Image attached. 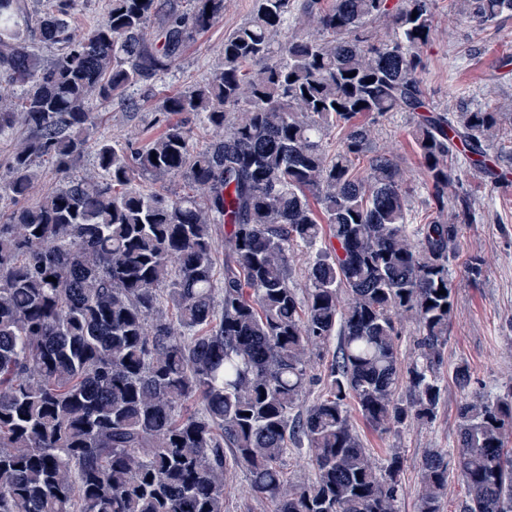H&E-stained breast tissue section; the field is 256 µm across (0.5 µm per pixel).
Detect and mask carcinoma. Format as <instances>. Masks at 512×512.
I'll return each instance as SVG.
<instances>
[{"mask_svg": "<svg viewBox=\"0 0 512 512\" xmlns=\"http://www.w3.org/2000/svg\"><path fill=\"white\" fill-rule=\"evenodd\" d=\"M454 3L478 27L512 16V0ZM77 6L0 0V138L28 130L0 171V512H225L240 468L275 512H398L402 457L371 460L347 400L380 431L436 417L450 264L477 220L459 166L494 186L512 172L497 108L426 107L431 0H255L220 67L163 96L165 129L143 139L99 135L101 109H139L229 0H109L88 30ZM393 112L425 113L419 224L398 161L370 152ZM44 163L61 183L32 203ZM167 177L180 189L151 187ZM401 316L418 327L408 363ZM335 334L330 389L305 406L312 350ZM457 436L459 512H512V395L465 394ZM290 441L306 484L286 480ZM447 490L448 453L430 450L417 512H442ZM285 472L288 483L292 484L307 483L314 478L315 470L306 449L300 452L292 451V454L288 456Z\"/></svg>", "mask_w": 512, "mask_h": 512, "instance_id": "carcinoma-1", "label": "carcinoma"}]
</instances>
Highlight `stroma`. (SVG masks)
<instances>
[{"mask_svg":"<svg viewBox=\"0 0 512 512\" xmlns=\"http://www.w3.org/2000/svg\"><path fill=\"white\" fill-rule=\"evenodd\" d=\"M253 7L254 0H232L223 20L187 46L172 71L157 82L155 96L145 99L139 110H128L117 101L104 109L100 134H160L164 129L158 112L161 95L187 89L214 71L222 61L225 34L247 21ZM433 10L436 30L419 50L430 106L454 110L464 101L500 105L505 109L503 127L512 129V75L495 82L487 78L501 56L512 54V17L479 30L467 19L452 18L451 0H433ZM415 120L412 112L387 116L376 124L371 147L391 152L406 171L412 213L421 218L429 210V197L411 136ZM460 176L479 214L461 240L462 254L481 256L487 265L476 281L468 278L463 265L452 269L458 288L443 354V397L437 417L429 424L380 432L366 423L356 403L348 405L351 423L375 462L384 463L390 449L402 451L404 493L399 512H417L419 466L426 449L446 451L457 445V408L463 393L453 380L454 366L468 363L472 389L500 396L512 393V185L482 184L466 169Z\"/></svg>","mask_w":512,"mask_h":512,"instance_id":"stroma-1","label":"stroma"}]
</instances>
